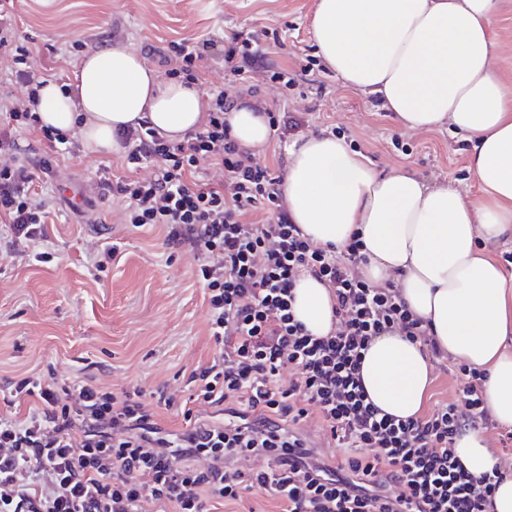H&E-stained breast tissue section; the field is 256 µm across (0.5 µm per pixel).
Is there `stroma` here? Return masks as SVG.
Returning a JSON list of instances; mask_svg holds the SVG:
<instances>
[{
    "label": "stroma",
    "instance_id": "1",
    "mask_svg": "<svg viewBox=\"0 0 512 512\" xmlns=\"http://www.w3.org/2000/svg\"><path fill=\"white\" fill-rule=\"evenodd\" d=\"M16 39L39 69L73 83L85 53L121 46L135 52L181 38L261 35L265 54L251 81L274 112L304 114L305 133L345 138L378 168H405L432 185L447 184L475 200L478 183L467 166L468 145L449 128L416 133L401 128L376 98L346 88L321 66L312 40L316 0H12ZM496 70L512 97V0L493 19ZM82 49H74V42ZM287 69L289 90L265 79V67ZM26 159L52 170L47 186L58 203L47 230L50 260L37 265L0 251V383L56 366L96 376L112 388L138 383L152 390L180 387L209 359L204 290L196 262L171 252L162 227L133 230L123 204L95 200L73 213L68 191H89L98 168L128 173L124 152L84 154L70 144L48 145L33 132ZM114 253L105 271L86 255L92 245Z\"/></svg>",
    "mask_w": 512,
    "mask_h": 512
}]
</instances>
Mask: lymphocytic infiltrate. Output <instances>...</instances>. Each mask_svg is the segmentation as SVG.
I'll list each match as a JSON object with an SVG mask.
<instances>
[{"label":"lymphocytic infiltrate","mask_w":512,"mask_h":512,"mask_svg":"<svg viewBox=\"0 0 512 512\" xmlns=\"http://www.w3.org/2000/svg\"><path fill=\"white\" fill-rule=\"evenodd\" d=\"M16 26L0 5V71L20 88L0 126V223L11 253L44 263L50 200L36 190L39 173L18 157V135L37 131L61 144L70 137L38 119V90L49 76L16 45ZM261 51L252 34L170 42L171 75L195 80L213 52L224 61L229 90L207 93L202 127L181 141L146 123L120 133L129 168L154 160L150 177L97 172V195L123 201L126 224L164 225L166 244L196 262L216 352L190 372V402L165 385L115 391L53 370L8 381L12 403L25 410L0 413V512H212L211 501L235 505L253 489L278 512H489L503 467L477 477L455 456L460 433L488 417L487 372L455 365L457 399L421 417L381 413L360 381L370 345L396 333L439 358L435 336L398 288L363 278L367 257L358 237L323 247L293 224L283 174L230 133L228 111L245 96L281 137L306 124L269 111L251 84ZM216 166L224 180L214 186L207 176ZM248 213L253 221H245ZM306 275L329 291L328 335L310 334L294 317L293 291ZM291 370L297 378L284 380ZM208 406L223 407V416L205 414ZM165 410L180 413L184 428H166ZM311 419L324 438L348 449L340 463L326 460L300 430ZM258 457L263 467L241 469Z\"/></svg>","instance_id":"f902f5d3"}]
</instances>
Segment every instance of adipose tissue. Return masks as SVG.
I'll list each match as a JSON object with an SVG mask.
<instances>
[{
	"mask_svg": "<svg viewBox=\"0 0 512 512\" xmlns=\"http://www.w3.org/2000/svg\"><path fill=\"white\" fill-rule=\"evenodd\" d=\"M498 9L499 0H317L313 23L316 52L345 87L376 97L404 128L468 134L480 200L402 168L379 169L332 134L294 141L283 190L290 220L314 243L340 247L359 235L365 278L397 284L448 355L488 370V412L512 426V272L488 250L512 237V99L495 70ZM74 86L73 97L47 82L38 113L42 125L78 130L88 155L120 151L118 133L131 123L146 120L180 139L202 119L195 86L160 82L124 47L87 55ZM228 120L244 147L261 149L271 138L267 117L243 104ZM295 313L311 334L327 335V288L301 278ZM430 373L419 344L386 335L370 346L361 375L376 406L406 419L421 415ZM455 452L475 476L498 463L477 430L464 431Z\"/></svg>",
	"mask_w": 512,
	"mask_h": 512,
	"instance_id": "1",
	"label": "adipose tissue"
}]
</instances>
